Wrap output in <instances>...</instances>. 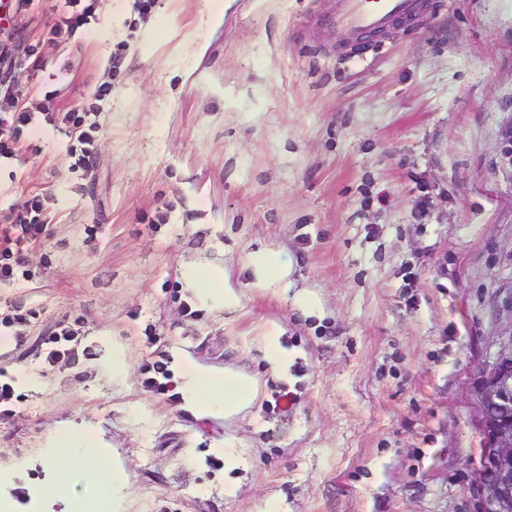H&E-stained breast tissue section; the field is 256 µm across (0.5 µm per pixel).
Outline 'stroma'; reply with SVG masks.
Wrapping results in <instances>:
<instances>
[{
    "label": "stroma",
    "mask_w": 512,
    "mask_h": 512,
    "mask_svg": "<svg viewBox=\"0 0 512 512\" xmlns=\"http://www.w3.org/2000/svg\"><path fill=\"white\" fill-rule=\"evenodd\" d=\"M7 2L0 117L55 137L0 156V230L35 195L45 222L0 282V315L27 318L0 329V497L48 483L50 430L91 418L131 462L123 512H476L475 381L512 326V0H427L362 40L325 24L330 0H224L214 31L206 0ZM263 249L292 258L288 286H254ZM204 259L236 308L186 289ZM61 322L51 364L36 345ZM188 355L253 375L254 405L204 424L147 386ZM259 343L263 358L271 368L278 369L287 362L288 352L282 347L280 336L275 329H268L259 336Z\"/></svg>",
    "instance_id": "stroma-1"
}]
</instances>
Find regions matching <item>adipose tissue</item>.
Returning <instances> with one entry per match:
<instances>
[{
  "instance_id": "adipose-tissue-1",
  "label": "adipose tissue",
  "mask_w": 512,
  "mask_h": 512,
  "mask_svg": "<svg viewBox=\"0 0 512 512\" xmlns=\"http://www.w3.org/2000/svg\"><path fill=\"white\" fill-rule=\"evenodd\" d=\"M256 283L274 288L289 276L292 261L285 253L274 250L255 252L250 260ZM191 293L205 305L231 308L238 297L230 284L223 264L204 261L186 273ZM183 406L198 421L221 424L234 420L249 410L257 399L258 384L253 376L232 368L218 369L195 359H185L179 374ZM46 464L56 475L48 488L28 493L31 512H41L44 498L77 501L71 476L82 472L87 484L99 493L102 508H109L111 494L119 493L128 483V466L118 460L101 435L99 424L87 421L57 428L49 441Z\"/></svg>"
}]
</instances>
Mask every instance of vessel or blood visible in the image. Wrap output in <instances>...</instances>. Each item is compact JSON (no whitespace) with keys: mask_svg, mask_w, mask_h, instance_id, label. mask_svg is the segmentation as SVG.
<instances>
[{"mask_svg":"<svg viewBox=\"0 0 512 512\" xmlns=\"http://www.w3.org/2000/svg\"><path fill=\"white\" fill-rule=\"evenodd\" d=\"M422 8L421 0H333L327 21L340 33H373L393 21L415 18Z\"/></svg>","mask_w":512,"mask_h":512,"instance_id":"b4317fda","label":"vessel or blood"}]
</instances>
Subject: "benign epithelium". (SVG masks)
<instances>
[{"label": "benign epithelium", "mask_w": 512, "mask_h": 512, "mask_svg": "<svg viewBox=\"0 0 512 512\" xmlns=\"http://www.w3.org/2000/svg\"><path fill=\"white\" fill-rule=\"evenodd\" d=\"M476 393L481 421L494 420L483 468L473 476L478 512H504L512 501V330L483 365Z\"/></svg>", "instance_id": "benign-epithelium-1"}]
</instances>
